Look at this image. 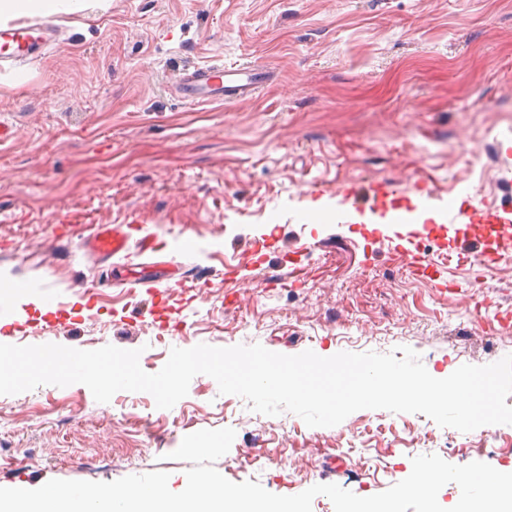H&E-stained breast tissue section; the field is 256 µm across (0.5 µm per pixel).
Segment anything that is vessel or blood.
<instances>
[{
    "instance_id": "1",
    "label": "vessel or blood",
    "mask_w": 512,
    "mask_h": 512,
    "mask_svg": "<svg viewBox=\"0 0 512 512\" xmlns=\"http://www.w3.org/2000/svg\"><path fill=\"white\" fill-rule=\"evenodd\" d=\"M56 25L52 18L41 22L18 23L0 27V68L14 66L33 58L37 51L48 48ZM261 80L254 65L212 64L188 65L181 69L176 87L182 97L205 103H231L252 95ZM469 221L481 226L494 225L499 229L502 249L512 248V225L499 212L475 207L469 212L449 210L448 221L455 224ZM132 237L127 224H101L90 237L92 249L100 256L112 258L127 251Z\"/></svg>"
}]
</instances>
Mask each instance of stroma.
I'll list each match as a JSON object with an SVG mask.
<instances>
[{"label": "stroma", "instance_id": "stroma-1", "mask_svg": "<svg viewBox=\"0 0 512 512\" xmlns=\"http://www.w3.org/2000/svg\"><path fill=\"white\" fill-rule=\"evenodd\" d=\"M56 21L57 43L0 69V281L30 292L0 294V344L138 348L150 374L199 344L407 346L438 377L512 354V250L442 218L452 204L512 220V0H108ZM216 62L267 79L230 105L176 92L183 65ZM373 181L398 191L353 204ZM318 200L332 222L302 223ZM397 209L436 213L421 241L448 265L405 275ZM100 224L162 249L99 258L86 239ZM141 263L157 295L124 284ZM226 427L216 469L278 495L372 496L427 454L512 473V425L483 448L478 432L415 413L310 427L200 374L170 409L145 392L102 404L80 384L0 395V487L163 471L175 491L191 467L173 457L182 439Z\"/></svg>", "mask_w": 512, "mask_h": 512}]
</instances>
